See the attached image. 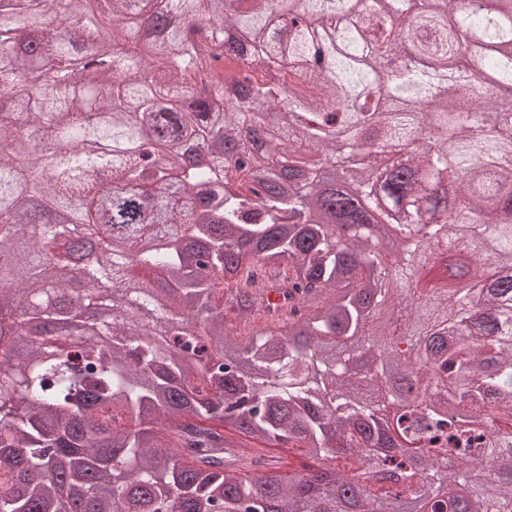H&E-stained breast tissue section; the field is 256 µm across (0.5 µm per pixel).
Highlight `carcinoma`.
Listing matches in <instances>:
<instances>
[{
    "mask_svg": "<svg viewBox=\"0 0 512 512\" xmlns=\"http://www.w3.org/2000/svg\"><path fill=\"white\" fill-rule=\"evenodd\" d=\"M463 2L0 0V512H512V0ZM224 433L230 440L236 441L237 444L242 446V448H236L240 455L245 457H264L275 468L284 473H288V471L299 472L303 469V465L307 464V458L302 455L301 451L296 449L267 448L265 447L266 445L245 439L229 429H226Z\"/></svg>",
    "mask_w": 512,
    "mask_h": 512,
    "instance_id": "1",
    "label": "carcinoma"
}]
</instances>
